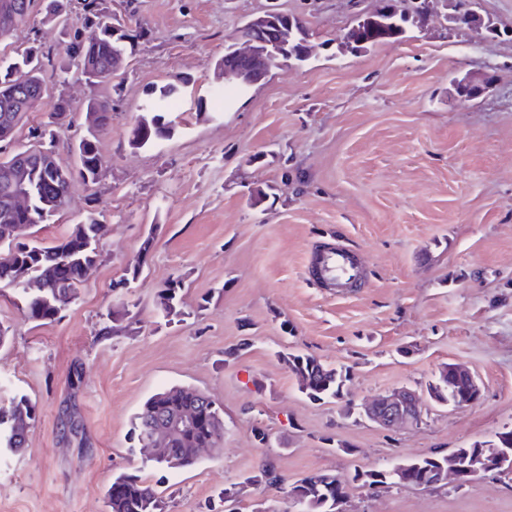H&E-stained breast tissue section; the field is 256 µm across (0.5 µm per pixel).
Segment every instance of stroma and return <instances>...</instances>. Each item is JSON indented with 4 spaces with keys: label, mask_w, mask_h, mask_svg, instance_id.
<instances>
[{
    "label": "stroma",
    "mask_w": 512,
    "mask_h": 512,
    "mask_svg": "<svg viewBox=\"0 0 512 512\" xmlns=\"http://www.w3.org/2000/svg\"><path fill=\"white\" fill-rule=\"evenodd\" d=\"M379 0H112L148 30L112 84H45L76 108L55 144L74 164L92 97L114 105L98 136L105 166L92 186L74 182L67 208L37 233L54 245L89 209L100 213L102 258L59 319H28L0 288V399L23 394L37 417L21 452L0 455V512H108L115 474L142 476L170 512H224L220 493L242 483L234 512L264 504L291 512L286 488L244 479L268 463L287 484L313 471L346 479L349 512H512V480L483 477L435 490L393 485L371 492L355 472L389 469L494 441L512 426V0H480L499 34L450 28L445 0L426 24L364 54L336 35ZM274 9L303 19L320 50L275 69L224 100L216 78L224 47L244 21ZM37 6L17 37L61 47V26ZM492 75L494 90L457 95L464 75ZM181 86L167 138L143 146L131 130L150 91ZM268 195L251 204L252 190ZM151 249H144V241ZM358 252L366 276L338 291L310 281L319 246ZM143 261L132 288L119 287ZM182 278L184 321H167L158 292ZM131 307L108 335V311ZM234 348L238 356L225 360ZM301 353L347 372L346 400L314 401L281 361ZM478 376L471 405L427 404L421 424L393 431L347 413L379 393L424 391L439 368ZM81 371L79 387L69 377ZM196 388L224 410V441L190 469L146 464L132 419L170 385ZM73 410L83 447L59 436ZM270 434L260 446L254 428Z\"/></svg>",
    "instance_id": "stroma-1"
}]
</instances>
